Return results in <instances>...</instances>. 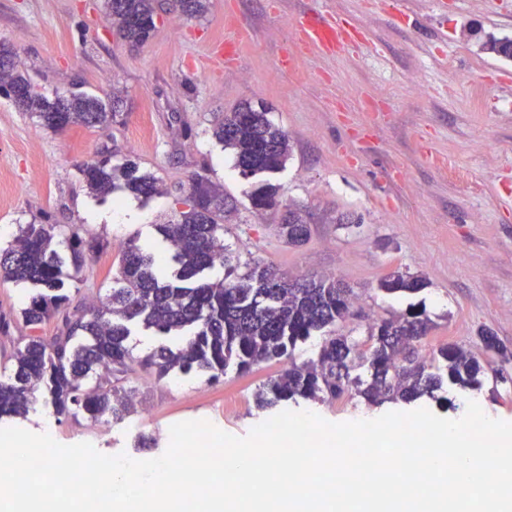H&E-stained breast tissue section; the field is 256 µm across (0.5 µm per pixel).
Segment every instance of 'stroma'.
I'll use <instances>...</instances> for the list:
<instances>
[{"label":"stroma","instance_id":"35a3bbf8","mask_svg":"<svg viewBox=\"0 0 512 512\" xmlns=\"http://www.w3.org/2000/svg\"><path fill=\"white\" fill-rule=\"evenodd\" d=\"M229 5L252 37L230 65L216 66ZM155 7L154 33L132 48L115 35L106 0H0V46L14 51L35 92L119 102L114 122L52 130L0 96V247L24 224H76L83 237L115 246L136 240L172 268L156 227L178 219V185L207 176L236 207L224 223L236 276L271 265L288 278L341 279L355 294L354 314L333 333L360 341L374 321L424 313L431 330L422 356L448 342L478 356L487 368L476 393L486 415L512 422V364L501 366L479 338L488 332L512 348V59L486 49L512 39V0H207L196 18L177 0ZM329 15L352 30L350 47L324 58L303 53L297 69L279 68L294 21ZM244 104L265 106L290 138L285 167L269 177L278 188L271 209L252 207L261 176L244 175L212 136L217 120ZM105 157L134 160L163 184V194L138 200L140 223L89 221L90 211L117 210L121 198L94 196L82 180V167ZM295 208L307 213L311 232L292 246L278 226ZM114 260L111 252L87 260L69 283L71 307L107 293ZM397 271L421 277L423 289L381 290ZM29 295L0 278V316L10 322L0 359L30 334L21 318ZM499 367L505 379H496ZM283 368L272 360L210 382L194 374L159 380L137 365L126 384L140 408L123 422H76L40 404L16 425L63 445L153 459L183 421L247 436L272 416L256 408V390ZM472 394L452 387L440 402L376 406L354 395L287 408L332 423L418 408L450 419ZM141 434L152 447H135Z\"/></svg>","mask_w":512,"mask_h":512}]
</instances>
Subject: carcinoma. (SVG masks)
<instances>
[{
    "instance_id": "obj_1",
    "label": "carcinoma",
    "mask_w": 512,
    "mask_h": 512,
    "mask_svg": "<svg viewBox=\"0 0 512 512\" xmlns=\"http://www.w3.org/2000/svg\"><path fill=\"white\" fill-rule=\"evenodd\" d=\"M106 8L112 26L132 46L146 42L155 29L153 0H106ZM1 81L14 105L49 129L92 127L118 116L84 92L37 94L17 68L13 53L4 48ZM213 136L234 153L246 175L273 174L284 167L290 153L287 134L268 119L266 110L249 105L225 113ZM82 175L96 195L122 189L148 199L162 193L160 181L140 172L131 160L117 166L108 159L91 162ZM276 193L274 185L263 184L251 194V203L271 207ZM176 202L185 207L180 218L156 229L178 268L167 272L152 253L130 239L120 244L109 293L87 309L69 312L65 281L79 273L89 257L108 250L109 242L86 240L77 227L57 242V225L25 224L13 243L0 249V276L39 289L21 311L34 335L0 364V419L26 415L41 395L58 416L123 420L131 411L130 391L116 388L112 378L126 374L134 362L126 346L132 323L180 339L177 348L162 343L141 360L157 377L179 372L216 379L231 368L245 372L263 361L288 359L297 343L351 315V289L336 279L311 276L288 282L270 266L233 276L224 247V218L234 205L207 177L194 176ZM308 236L306 217L291 212L287 242L299 245ZM58 243L65 250L56 248ZM218 266L225 269L224 277L205 279V273ZM380 287L390 293H414L423 281L397 273L383 279ZM56 315L62 317L60 332L35 334ZM428 329L429 319L421 313L379 320L370 326L372 344L366 352L354 338L328 336L317 359L293 363L269 379L256 393V403L271 408L296 397L336 400L351 392L372 403L411 402L435 397L447 382L481 387L484 364L457 344L439 348L428 361L420 356L416 342ZM356 369L364 370L367 378L351 376Z\"/></svg>"
}]
</instances>
